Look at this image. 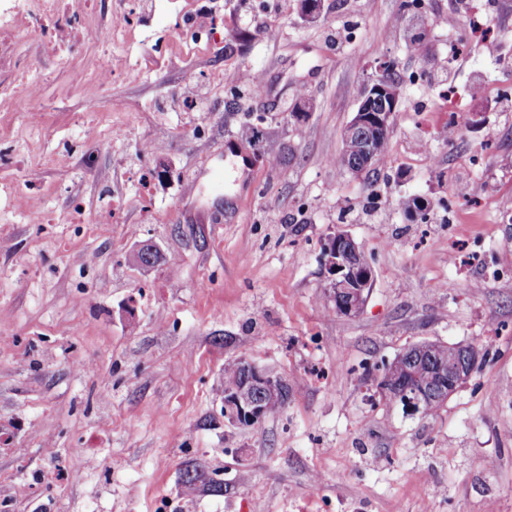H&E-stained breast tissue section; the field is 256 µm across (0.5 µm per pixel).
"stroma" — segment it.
<instances>
[{
  "mask_svg": "<svg viewBox=\"0 0 512 512\" xmlns=\"http://www.w3.org/2000/svg\"><path fill=\"white\" fill-rule=\"evenodd\" d=\"M405 3L322 0L311 19L301 0H152L108 53L138 77L101 85L95 44L56 50L0 0L38 91L28 112L0 98V512H512V0H473L486 41L439 26L454 0ZM389 57L401 99L369 189L334 159ZM243 70L263 95L237 94ZM217 167L221 192L195 187ZM410 196L431 209L406 215ZM340 230L374 274L350 317L322 258ZM143 242L149 267L129 261ZM424 341L485 354L431 417L378 389ZM240 360L292 388L252 427L222 415Z\"/></svg>",
  "mask_w": 512,
  "mask_h": 512,
  "instance_id": "1",
  "label": "stroma"
}]
</instances>
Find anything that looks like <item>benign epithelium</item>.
<instances>
[{
  "instance_id": "benign-epithelium-1",
  "label": "benign epithelium",
  "mask_w": 512,
  "mask_h": 512,
  "mask_svg": "<svg viewBox=\"0 0 512 512\" xmlns=\"http://www.w3.org/2000/svg\"><path fill=\"white\" fill-rule=\"evenodd\" d=\"M370 102L360 106L343 132L348 140L360 130L381 127L392 123L398 112L400 96L379 79L368 82ZM327 272V293L336 305V311L344 316L358 314L363 308L365 293L373 278L371 265L364 249L345 232L331 236L323 250ZM483 360L482 351L474 345L455 346L448 351V368L432 366V383L442 396H451L472 376ZM243 384L233 392L224 393V419L240 427H251L265 419L266 404L286 401L289 385L286 379L250 361H241ZM378 387L381 393L394 402H400L408 412H422L429 391L395 392L388 380L383 379Z\"/></svg>"
}]
</instances>
